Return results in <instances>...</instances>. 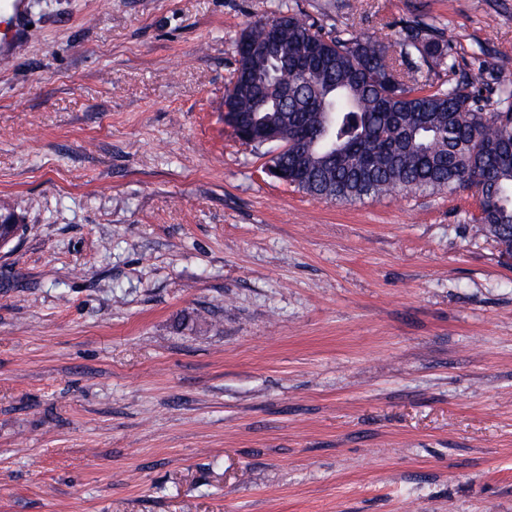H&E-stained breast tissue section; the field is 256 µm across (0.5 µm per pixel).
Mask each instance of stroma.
Wrapping results in <instances>:
<instances>
[{"mask_svg": "<svg viewBox=\"0 0 512 512\" xmlns=\"http://www.w3.org/2000/svg\"><path fill=\"white\" fill-rule=\"evenodd\" d=\"M286 9L512 90V0H28L0 67V512H512V257L468 190L355 203L224 124ZM457 63L458 72L448 69Z\"/></svg>", "mask_w": 512, "mask_h": 512, "instance_id": "1", "label": "stroma"}]
</instances>
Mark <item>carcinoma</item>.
Here are the masks:
<instances>
[{"label": "carcinoma", "instance_id": "carcinoma-1", "mask_svg": "<svg viewBox=\"0 0 512 512\" xmlns=\"http://www.w3.org/2000/svg\"><path fill=\"white\" fill-rule=\"evenodd\" d=\"M278 30L282 54L293 60L313 44L308 75L300 67L271 69L250 50ZM419 22L405 26L391 47L379 39L323 26L280 10L241 32L236 67L224 100L250 122L280 124L288 116L286 152L290 185L325 200L354 202L400 191L476 189L475 235L512 256V91L490 111L472 90L484 72L472 70L446 90L409 84L402 66L420 71L444 61L436 37L422 39ZM292 92L282 113L279 90Z\"/></svg>", "mask_w": 512, "mask_h": 512}]
</instances>
